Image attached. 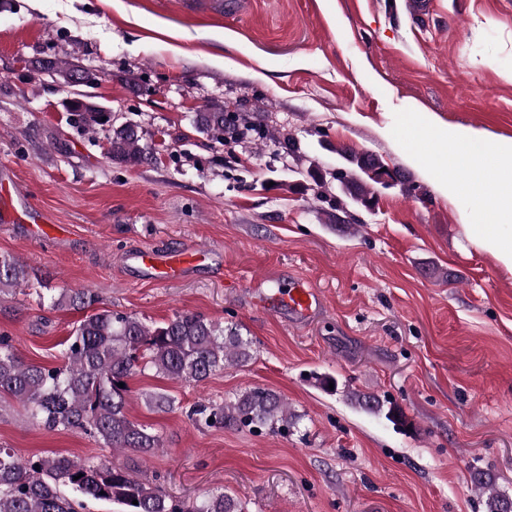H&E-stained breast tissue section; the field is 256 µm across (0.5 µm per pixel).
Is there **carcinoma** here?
<instances>
[{"mask_svg": "<svg viewBox=\"0 0 512 512\" xmlns=\"http://www.w3.org/2000/svg\"><path fill=\"white\" fill-rule=\"evenodd\" d=\"M41 69L65 84L75 75L85 84L96 75L81 71L66 58H56ZM72 125L94 133L108 127V157L125 165L146 159L147 146L132 124L114 126L112 116L81 107L74 99ZM199 129L212 141L224 144L225 133L247 137L249 128L236 113L200 112ZM350 167L339 168L334 178L347 188H357L352 200L367 201L374 186L389 174L385 164L370 155L345 147ZM29 283L26 264L0 255V298ZM93 302L87 290L64 289L52 306L83 309ZM254 355L251 342L233 329L197 315H175L149 328L138 318L103 309L85 316L65 341L61 365L46 368L24 363L13 351L9 337L0 335V395L20 403L30 419L48 430H77L90 434L107 447L151 456L162 448L158 434L131 421L126 413L127 388L118 387L138 369L175 380L201 382L226 366H243ZM201 428L222 429L236 424L286 432L294 424L280 396L265 388L246 391L229 403H198L188 412ZM81 478L74 479V476ZM487 495V512H512V501L499 498L492 485L481 484ZM108 501L120 512H242L224 493L201 499H177L156 484L135 477L130 470L107 459L74 460L63 456L34 455L22 460L0 446V512H81V498ZM138 504H133V501Z\"/></svg>", "mask_w": 512, "mask_h": 512, "instance_id": "carcinoma-1", "label": "carcinoma"}]
</instances>
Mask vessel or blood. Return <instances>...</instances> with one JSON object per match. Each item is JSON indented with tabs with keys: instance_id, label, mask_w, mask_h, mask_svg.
Masks as SVG:
<instances>
[{
	"instance_id": "1",
	"label": "vessel or blood",
	"mask_w": 512,
	"mask_h": 512,
	"mask_svg": "<svg viewBox=\"0 0 512 512\" xmlns=\"http://www.w3.org/2000/svg\"><path fill=\"white\" fill-rule=\"evenodd\" d=\"M0 222L19 224L27 237L36 242L63 240L66 229L49 223L40 209L31 202L15 183L0 181ZM219 254L207 247H190L166 252L154 249H135L125 254L123 264L129 271L142 274L158 283L183 280L197 267L219 261ZM254 306L295 325L313 321L325 306L322 293L301 278H291L277 287H264L262 280L250 284Z\"/></svg>"
}]
</instances>
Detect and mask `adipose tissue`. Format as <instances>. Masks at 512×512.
Wrapping results in <instances>:
<instances>
[{"label": "adipose tissue", "mask_w": 512, "mask_h": 512, "mask_svg": "<svg viewBox=\"0 0 512 512\" xmlns=\"http://www.w3.org/2000/svg\"><path fill=\"white\" fill-rule=\"evenodd\" d=\"M405 124L413 131L406 141L412 159L425 167L448 163L457 170L455 179L439 177L445 194L476 202L492 219L466 225L468 236L490 252L501 267L512 273V139L492 140L462 125H442L430 114L407 112Z\"/></svg>", "instance_id": "ef3b65f1"}]
</instances>
